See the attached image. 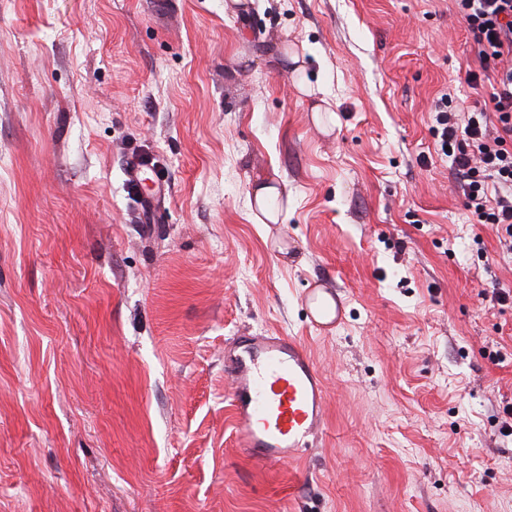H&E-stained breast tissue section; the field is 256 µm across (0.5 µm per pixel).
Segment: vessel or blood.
Segmentation results:
<instances>
[{
  "label": "vessel or blood",
  "mask_w": 512,
  "mask_h": 512,
  "mask_svg": "<svg viewBox=\"0 0 512 512\" xmlns=\"http://www.w3.org/2000/svg\"><path fill=\"white\" fill-rule=\"evenodd\" d=\"M234 430L243 453L274 465L298 458L322 433L324 377L294 337H239L224 352Z\"/></svg>",
  "instance_id": "vessel-or-blood-1"
}]
</instances>
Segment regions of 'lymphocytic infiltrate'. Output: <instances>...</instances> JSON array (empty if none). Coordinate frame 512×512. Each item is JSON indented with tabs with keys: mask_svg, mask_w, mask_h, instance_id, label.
I'll use <instances>...</instances> for the list:
<instances>
[{
	"mask_svg": "<svg viewBox=\"0 0 512 512\" xmlns=\"http://www.w3.org/2000/svg\"><path fill=\"white\" fill-rule=\"evenodd\" d=\"M484 70L493 72L489 108L435 107L432 133L450 158L465 205L478 223L495 227L503 250L512 254V0H456Z\"/></svg>",
	"mask_w": 512,
	"mask_h": 512,
	"instance_id": "obj_1",
	"label": "lymphocytic infiltrate"
}]
</instances>
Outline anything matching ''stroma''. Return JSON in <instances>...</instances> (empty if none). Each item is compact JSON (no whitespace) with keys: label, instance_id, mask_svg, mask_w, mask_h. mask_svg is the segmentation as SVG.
Listing matches in <instances>:
<instances>
[{"label":"stroma","instance_id":"stroma-1","mask_svg":"<svg viewBox=\"0 0 512 512\" xmlns=\"http://www.w3.org/2000/svg\"><path fill=\"white\" fill-rule=\"evenodd\" d=\"M481 70L455 0H0V512H512V255L431 132ZM263 331L326 387L272 467ZM280 195V191L277 186L263 184L256 188L254 192V201L259 212L264 215L273 224H276L279 220L278 215L273 213L269 200L276 198ZM234 430L243 453L263 464L296 459L322 433L324 377L292 336H239L224 351Z\"/></svg>","mask_w":512,"mask_h":512}]
</instances>
